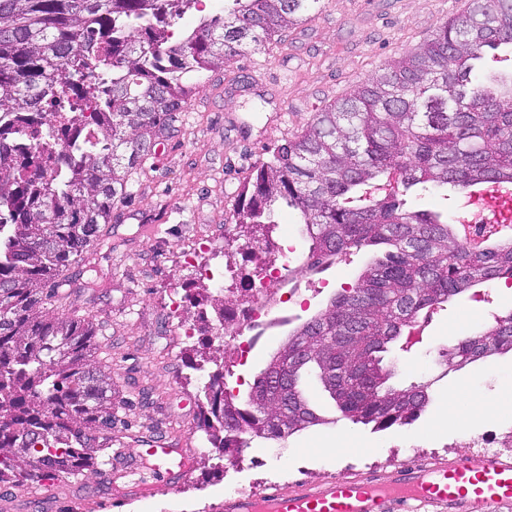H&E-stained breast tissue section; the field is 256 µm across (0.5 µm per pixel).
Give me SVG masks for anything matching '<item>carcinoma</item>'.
Segmentation results:
<instances>
[{
    "label": "carcinoma",
    "mask_w": 512,
    "mask_h": 512,
    "mask_svg": "<svg viewBox=\"0 0 512 512\" xmlns=\"http://www.w3.org/2000/svg\"><path fill=\"white\" fill-rule=\"evenodd\" d=\"M320 0H224L181 33L171 21L199 0H0V484L72 478L112 458V376L95 358L100 329L54 304L69 270L101 248L100 225L129 198V177L174 131L185 76L228 64L302 23ZM512 47V0H472L417 50L385 65L326 107L260 164L244 188L242 224L295 211L316 274L366 247L384 256L336 292L285 340L240 398L224 357L204 345L200 427L219 457L348 420L376 431L415 422L431 382L387 385L388 345L421 311L477 285L512 279V239L475 251L448 215L415 209L417 191L512 184V76L488 78L479 61ZM67 113L51 123L47 108ZM45 144L59 171L35 168ZM396 179L398 189L372 188ZM230 325L234 301L212 299ZM512 352V313L438 350L445 372ZM312 374L335 403L318 414L300 389Z\"/></svg>",
    "instance_id": "carcinoma-1"
}]
</instances>
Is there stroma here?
<instances>
[{"label": "stroma", "instance_id": "35a3bbf8", "mask_svg": "<svg viewBox=\"0 0 512 512\" xmlns=\"http://www.w3.org/2000/svg\"><path fill=\"white\" fill-rule=\"evenodd\" d=\"M469 0H319L306 23L277 42L244 52L224 67L191 75L194 91L175 115L172 137L132 174L130 196L112 209L109 237L95 255L92 275L74 272L69 306L105 327L99 359L112 373L113 442L133 448L163 435L190 448L194 466L178 491L158 485L151 494H92L89 477L50 480L51 493L0 486V503L13 512H63L81 501L86 512H210L232 486L268 494L301 484L350 480L408 466L448 461L466 453L474 435L512 427V353L482 358L445 373L438 348L512 312V286L496 282L469 290L458 300L423 311L420 340L410 348L389 344L383 365L391 385L433 380L431 400L414 423L384 431L336 420L327 397L310 392L319 414L315 426L278 440L257 439L236 463L218 459L198 423L206 372L196 370L202 344L219 346L209 297L212 282L203 269L226 272L236 308L252 300L251 277L282 247L305 258L309 243L295 213L281 210L275 225L262 229L237 221L241 193L257 167L276 147L299 133L316 112L345 97L388 61L423 44L435 28L465 10ZM204 238L208 247L193 264L183 248ZM369 259L360 251L323 272L288 276L301 305L290 317L298 325L315 315L342 287L355 280ZM182 300L181 316L169 313L171 297ZM192 327L184 335L182 323ZM275 325L260 334L253 357L234 364L225 354L227 386L252 383L283 342ZM470 393L461 410L468 424L440 425L448 391Z\"/></svg>", "mask_w": 512, "mask_h": 512}]
</instances>
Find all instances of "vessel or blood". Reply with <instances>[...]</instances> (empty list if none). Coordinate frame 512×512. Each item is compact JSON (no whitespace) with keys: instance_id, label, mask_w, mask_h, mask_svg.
<instances>
[{"instance_id":"vessel-or-blood-1","label":"vessel or blood","mask_w":512,"mask_h":512,"mask_svg":"<svg viewBox=\"0 0 512 512\" xmlns=\"http://www.w3.org/2000/svg\"><path fill=\"white\" fill-rule=\"evenodd\" d=\"M181 458L179 470L166 468L170 456ZM153 461L162 483L178 487L193 465L189 449L156 439L144 442L135 457L114 456L99 478L120 485L122 492L148 494L150 481L137 475L138 461ZM512 504V461L496 454H462L446 464L409 467L381 478L332 480L301 485L262 497L239 495L224 502V512H422L441 507L445 512H487Z\"/></svg>"}]
</instances>
